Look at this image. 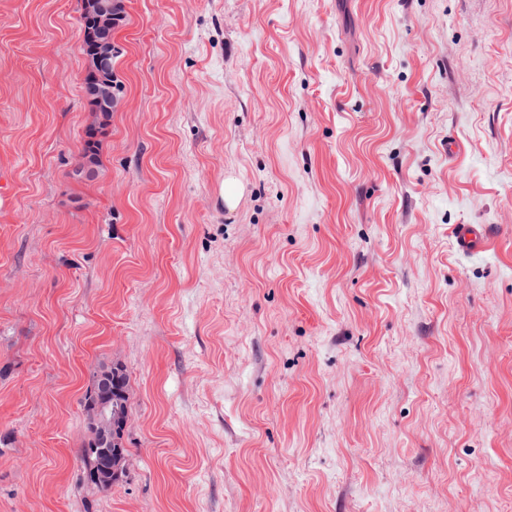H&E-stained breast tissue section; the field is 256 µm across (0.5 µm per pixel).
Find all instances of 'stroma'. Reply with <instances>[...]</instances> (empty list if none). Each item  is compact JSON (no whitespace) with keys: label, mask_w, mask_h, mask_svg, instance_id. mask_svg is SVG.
I'll return each instance as SVG.
<instances>
[{"label":"stroma","mask_w":512,"mask_h":512,"mask_svg":"<svg viewBox=\"0 0 512 512\" xmlns=\"http://www.w3.org/2000/svg\"><path fill=\"white\" fill-rule=\"evenodd\" d=\"M125 5L86 182L80 0H0V512H512V0ZM453 237L457 252L471 255L482 251L487 229L474 224H459L454 228ZM127 375L122 371L113 383L112 391V371L105 373L100 377L97 383L91 387V395L94 397L93 408L96 413V443L103 447L100 448L106 454L105 465L102 468L103 478L106 483L112 481V477L116 479L120 476L121 471V454L119 448H115L117 455L116 465H112V443L119 439L113 440V435L122 436L123 428L125 430L127 419L124 420L118 414H113V405L120 407L121 412L127 417L128 414V384ZM113 394V398H112Z\"/></svg>","instance_id":"35a3bbf8"}]
</instances>
